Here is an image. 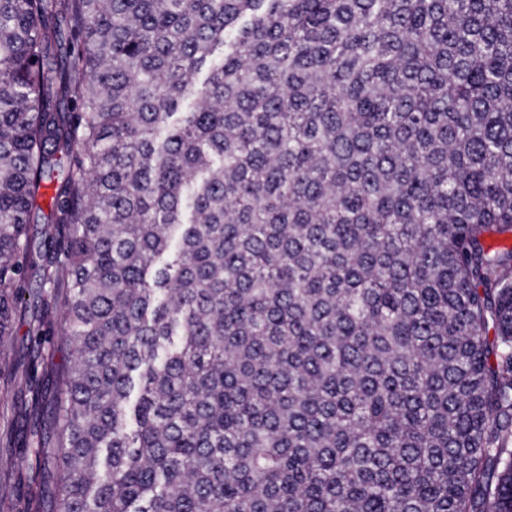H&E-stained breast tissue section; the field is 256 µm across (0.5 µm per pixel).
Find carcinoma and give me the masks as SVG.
<instances>
[{"mask_svg": "<svg viewBox=\"0 0 512 512\" xmlns=\"http://www.w3.org/2000/svg\"><path fill=\"white\" fill-rule=\"evenodd\" d=\"M493 237L512 0H0V344L28 299L73 348L46 512H512Z\"/></svg>", "mask_w": 512, "mask_h": 512, "instance_id": "carcinoma-1", "label": "carcinoma"}]
</instances>
